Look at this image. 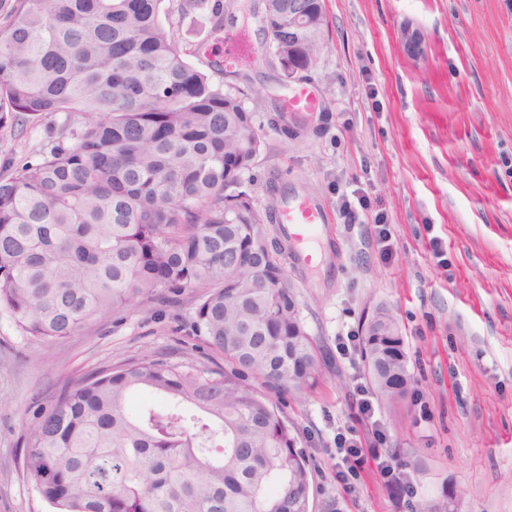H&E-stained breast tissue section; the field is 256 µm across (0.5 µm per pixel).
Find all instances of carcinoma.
Returning <instances> with one entry per match:
<instances>
[{"mask_svg": "<svg viewBox=\"0 0 512 512\" xmlns=\"http://www.w3.org/2000/svg\"><path fill=\"white\" fill-rule=\"evenodd\" d=\"M165 1L217 29L258 18L288 58V0H0V129L64 115L38 162L0 177V308L49 347L186 294L224 367L191 348L66 384L25 426L23 475L55 512H307L308 459L268 392L314 384L319 359L268 240L281 200L242 189L260 91L192 66ZM362 357L381 400L405 397L392 315L367 322ZM138 391L164 405L131 409Z\"/></svg>", "mask_w": 512, "mask_h": 512, "instance_id": "cac0c4a2", "label": "carcinoma"}]
</instances>
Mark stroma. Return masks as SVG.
Masks as SVG:
<instances>
[{
  "mask_svg": "<svg viewBox=\"0 0 512 512\" xmlns=\"http://www.w3.org/2000/svg\"><path fill=\"white\" fill-rule=\"evenodd\" d=\"M326 8L328 45L308 82L325 108L321 133L287 143L261 129L264 149L243 176L256 197L273 185L282 201L318 204L328 217L316 262L287 225L268 227L288 244V278L320 359L319 384L283 400L310 458V512H427L449 500L456 512H512V0H327ZM172 22L189 63L214 83L262 90L249 109L272 111L288 95L262 33L228 76L208 65L227 49L222 31L199 13ZM408 26L421 55L403 43ZM61 122L0 130V174L36 161ZM379 215L391 230L386 262ZM434 237L447 266L433 255ZM378 311L397 318L411 376L405 399L373 403L387 461L410 477L405 498L375 469L348 488L336 479V434L365 426L355 400L367 381L361 338ZM191 314L185 299L143 303L43 349L0 309V512H51L22 478V433L64 383L192 345L204 362L222 364L187 336Z\"/></svg>",
  "mask_w": 512,
  "mask_h": 512,
  "instance_id": "35a3bbf8",
  "label": "stroma"
}]
</instances>
